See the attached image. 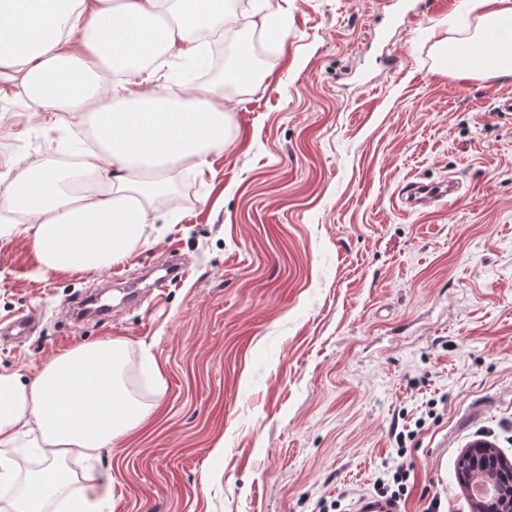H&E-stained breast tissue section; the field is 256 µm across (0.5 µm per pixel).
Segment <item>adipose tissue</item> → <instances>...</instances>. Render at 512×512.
<instances>
[{
  "instance_id": "obj_1",
  "label": "adipose tissue",
  "mask_w": 512,
  "mask_h": 512,
  "mask_svg": "<svg viewBox=\"0 0 512 512\" xmlns=\"http://www.w3.org/2000/svg\"><path fill=\"white\" fill-rule=\"evenodd\" d=\"M482 25L469 36L512 75V49L493 31L512 28V0H476ZM224 0H0V85L20 84L55 122L81 115L99 144L68 172L43 165L0 173V220L29 239L42 272L111 267L148 238L152 201L187 165H204L227 144L217 86L172 93L155 62L193 54L192 30L216 31ZM482 53V54H483ZM127 344L109 338L58 356L33 383L0 372V488L16 487L10 512H105L107 489L74 488L61 459L105 448L148 414L127 376ZM43 449L46 470L16 486L5 451L20 429Z\"/></svg>"
}]
</instances>
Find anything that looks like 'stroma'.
<instances>
[{"label": "stroma", "instance_id": "1", "mask_svg": "<svg viewBox=\"0 0 512 512\" xmlns=\"http://www.w3.org/2000/svg\"><path fill=\"white\" fill-rule=\"evenodd\" d=\"M232 48L282 31L259 78L225 90L229 142L178 174L147 243L117 269L42 273L0 237V371L34 381L82 344L121 338L152 409L75 487L107 475L106 512H352L384 467L402 512H472L458 459L485 441L512 461V77L442 72L435 42L480 25L469 0H227ZM396 55V69L379 58ZM80 119L0 105V165L60 166ZM457 197L406 212L410 180ZM177 253L185 276L112 319H74ZM158 366L160 377L150 368ZM162 395H155V385ZM406 479L405 470L398 466L392 475V482L389 480L385 482V479L381 478L377 483L376 491L381 497L387 496L399 500L408 493Z\"/></svg>", "mask_w": 512, "mask_h": 512}]
</instances>
